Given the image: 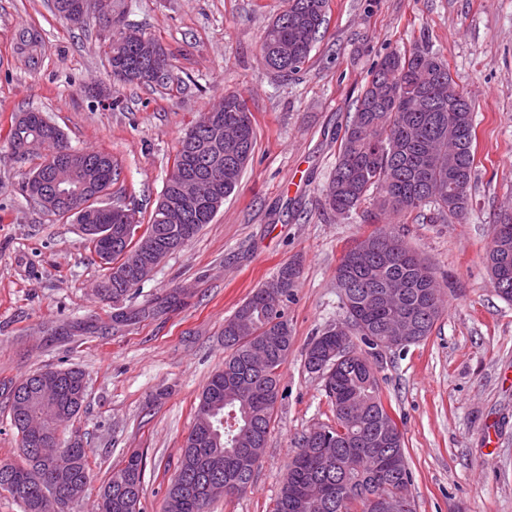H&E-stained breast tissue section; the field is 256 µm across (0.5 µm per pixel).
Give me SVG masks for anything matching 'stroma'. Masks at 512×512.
I'll use <instances>...</instances> for the list:
<instances>
[{
	"label": "stroma",
	"instance_id": "obj_1",
	"mask_svg": "<svg viewBox=\"0 0 512 512\" xmlns=\"http://www.w3.org/2000/svg\"><path fill=\"white\" fill-rule=\"evenodd\" d=\"M116 26L173 54L184 88L113 84L104 32L70 27L48 0H0V388L34 371L80 367L87 398L59 428L79 431L92 480L71 512H97L100 488L128 450L145 459V512H162L198 397L224 366V321L280 267L300 274L286 309L293 345L281 369L267 445L246 493L211 512H270L303 435L333 423L310 341L342 319L336 265L357 240L400 225L444 282L432 332L370 359L403 433L415 512H512V303L486 268L492 226L512 214V0H329L321 37L300 71L265 66L260 43L286 0H121ZM44 40L38 67L16 51L22 30ZM443 54L476 113L473 206L455 224L382 210H326L340 137L374 65L391 50ZM112 90L111 105L84 93ZM243 96L256 144L236 191L211 224L164 258L119 303L96 291L104 270L78 225L54 221L20 192L32 161L6 142L12 117L42 112L76 149L111 154L112 197L155 208L189 122L225 94ZM181 303L161 309L171 292ZM150 310L115 326L114 308Z\"/></svg>",
	"mask_w": 512,
	"mask_h": 512
}]
</instances>
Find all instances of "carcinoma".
Here are the masks:
<instances>
[{
    "mask_svg": "<svg viewBox=\"0 0 512 512\" xmlns=\"http://www.w3.org/2000/svg\"><path fill=\"white\" fill-rule=\"evenodd\" d=\"M328 0H288V8L266 29L260 44L262 60L269 66L293 73L308 59L326 22ZM130 35L108 43L107 59L112 69L138 62L139 40ZM42 35L36 29L19 34L17 49L29 65L40 61ZM162 76L157 86L175 81L171 54L154 43ZM457 89L447 61L432 50L415 47L408 52L391 51L377 64L372 78L356 100L353 115L340 140L336 165L326 187L325 202L335 214L344 215L360 207L369 192L380 195L382 207L396 214L427 209L433 224H453L463 219L471 206V183L475 161V113L466 94L461 100L448 95ZM224 125L212 128L200 117L180 141L172 170L161 197L177 194L180 164L189 138L210 145V160L220 161L224 180L214 188L220 200L232 195L255 147L253 124L241 122V103L236 94L224 96ZM40 140L42 150L33 155L37 163L21 183V193L42 210L75 224L112 226V257L101 246H91L101 260L116 261L126 243V204L107 207L89 193L85 212L66 214L59 203L47 205L29 193V184L47 176L68 148L63 130L46 123L40 113L24 112L12 122L7 141ZM83 164L76 177L94 182L98 191L112 186L118 176L112 155L83 150ZM147 224L163 226L165 246L179 234L175 225L163 220L156 204ZM425 263L403 239L393 224L358 240L340 258L335 270L336 288L344 317L315 337L306 351L309 372L322 379L326 396L334 407L336 421L320 426L315 443L300 439L298 454L288 464L272 512H370L369 496L389 499L408 497L412 472L403 448L399 426L385 405L377 369L365 360L345 363L341 368L320 370L312 360V348L336 350V328L347 329L370 349L388 341L391 323L404 317L408 330L420 342L430 335L443 310L442 288L435 271L424 275ZM491 281L496 294L512 302V217L493 225L488 252ZM295 263L281 267L274 280L288 277L281 288L263 285L252 291L224 320V347L229 355L224 368L215 372L202 390L196 410L211 407L212 418L196 417L179 449V465L166 496L164 512H209L207 487L214 481H230L242 494L251 487L266 446L279 399V367L288 359L292 334L285 308L292 296ZM138 282L109 281L99 285L102 299L117 302ZM43 372H36L11 388L7 395L11 424L20 437L19 459L0 462V490L20 504L22 512H70L72 497L67 490L90 482L88 449L79 442L59 455L45 457L29 447L23 422L41 412L64 424L77 417L82 407L61 403L39 405L30 387ZM331 457L325 458L320 449ZM144 464L132 452L122 467L113 471L102 486L99 512H142Z\"/></svg>",
    "mask_w": 512,
    "mask_h": 512,
    "instance_id": "cac0c4a2",
    "label": "carcinoma"
}]
</instances>
